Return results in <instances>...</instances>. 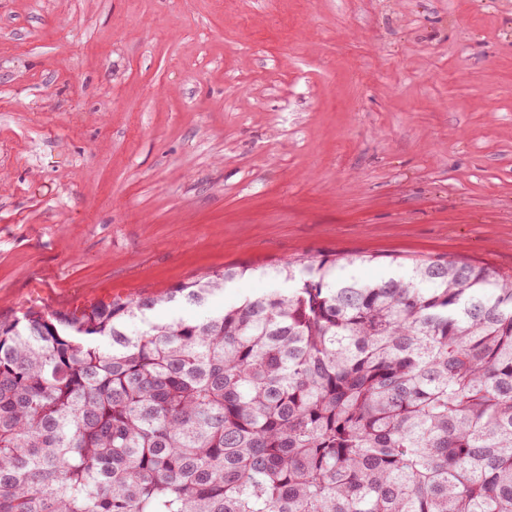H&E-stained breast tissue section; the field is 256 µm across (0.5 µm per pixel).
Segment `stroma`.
I'll return each instance as SVG.
<instances>
[{
  "label": "stroma",
  "mask_w": 512,
  "mask_h": 512,
  "mask_svg": "<svg viewBox=\"0 0 512 512\" xmlns=\"http://www.w3.org/2000/svg\"><path fill=\"white\" fill-rule=\"evenodd\" d=\"M336 253L512 276V0H0V318Z\"/></svg>",
  "instance_id": "obj_1"
}]
</instances>
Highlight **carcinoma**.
<instances>
[{"mask_svg": "<svg viewBox=\"0 0 512 512\" xmlns=\"http://www.w3.org/2000/svg\"><path fill=\"white\" fill-rule=\"evenodd\" d=\"M371 260L202 319L150 312L255 268L0 318V512H512V280L339 275Z\"/></svg>", "mask_w": 512, "mask_h": 512, "instance_id": "carcinoma-1", "label": "carcinoma"}]
</instances>
